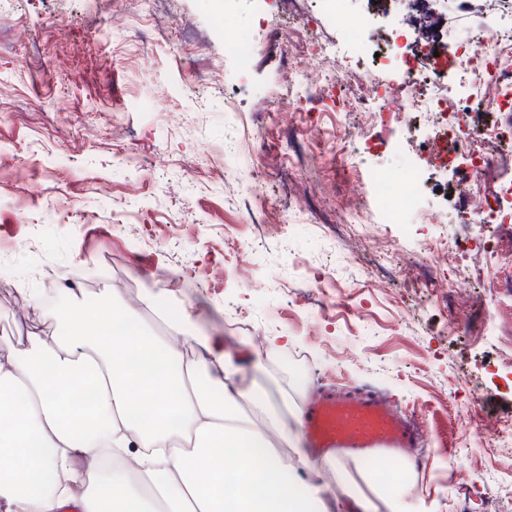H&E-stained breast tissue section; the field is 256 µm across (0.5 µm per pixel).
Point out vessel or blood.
<instances>
[{
    "mask_svg": "<svg viewBox=\"0 0 512 512\" xmlns=\"http://www.w3.org/2000/svg\"><path fill=\"white\" fill-rule=\"evenodd\" d=\"M304 432L316 452L336 448L379 462L398 459L418 439L410 419L368 392L324 394L306 407Z\"/></svg>",
    "mask_w": 512,
    "mask_h": 512,
    "instance_id": "1",
    "label": "vessel or blood"
}]
</instances>
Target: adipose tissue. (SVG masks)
I'll return each mask as SVG.
<instances>
[{"label": "adipose tissue", "mask_w": 512, "mask_h": 512, "mask_svg": "<svg viewBox=\"0 0 512 512\" xmlns=\"http://www.w3.org/2000/svg\"><path fill=\"white\" fill-rule=\"evenodd\" d=\"M144 307L159 327L107 288L53 312L52 335L0 341V512H329L301 409L189 314Z\"/></svg>", "instance_id": "obj_1"}]
</instances>
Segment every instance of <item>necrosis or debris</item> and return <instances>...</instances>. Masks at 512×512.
Returning a JSON list of instances; mask_svg holds the SVG:
<instances>
[{
    "mask_svg": "<svg viewBox=\"0 0 512 512\" xmlns=\"http://www.w3.org/2000/svg\"><path fill=\"white\" fill-rule=\"evenodd\" d=\"M347 0H317L319 9L345 30L346 42L357 56L370 59L363 79L369 87L359 110L381 122L380 100L396 95L402 104L406 132L428 155L431 170L411 166L397 174H377L378 204L388 223H403L416 213L421 223L439 224L442 213H421L420 185L432 169L456 167V194L467 201L463 214L470 224L512 223V181L493 195L479 183L501 153L512 150V126L483 123L481 114L496 109L512 112V0H388L402 16L401 29L383 40L374 37L375 15L365 11L361 21H350ZM461 6L472 21L474 35L456 50L445 38L449 5ZM457 74L458 88L449 92V74ZM423 250L439 272L449 264L469 266L474 256L496 255L500 245L490 239H424Z\"/></svg>",
    "mask_w": 512,
    "mask_h": 512,
    "instance_id": "obj_1",
    "label": "necrosis or debris"
}]
</instances>
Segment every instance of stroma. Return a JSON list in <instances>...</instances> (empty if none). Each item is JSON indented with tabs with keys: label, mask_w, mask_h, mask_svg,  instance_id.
<instances>
[{
	"label": "stroma",
	"mask_w": 512,
	"mask_h": 512,
	"mask_svg": "<svg viewBox=\"0 0 512 512\" xmlns=\"http://www.w3.org/2000/svg\"><path fill=\"white\" fill-rule=\"evenodd\" d=\"M124 7V31L110 34L109 0H0V151L16 156L0 168V256L9 258L0 267V338L53 329L45 319L15 323L17 289L92 304L110 275L124 281V303L156 295L161 310L190 313L225 351L261 358L272 396L301 406L319 391L389 398L426 436L409 483L421 512L512 501V449L489 448L480 430L482 418L512 417V369H484L512 339V225L462 227L454 197L446 223H384L369 177L415 158L398 114L380 129L350 124L348 102L366 92L355 80L338 96L306 95L294 121L275 118L286 58L266 43L258 0H234L225 15L212 0H159L168 18L161 36L141 0ZM228 34L254 49L246 77L227 54ZM310 34L340 38L315 0H301L289 46L305 50ZM211 72L223 89L198 86ZM218 153L236 182L209 177ZM260 191L287 212L282 232L257 222ZM357 191L368 198L357 219L365 231L407 241L419 260L415 234L498 233L503 254L474 260L494 284L484 304L458 300V289L478 283L454 270L444 288L427 267L417 280L397 277L392 301L368 288L379 259L353 256L345 239ZM123 224L142 225L137 245ZM240 256L254 281L237 278ZM215 262L227 268L221 282L190 288L180 278L183 267ZM320 283L344 289L345 309L320 314L310 293ZM275 336L287 347L271 350Z\"/></svg>",
	"instance_id": "stroma-1"
}]
</instances>
